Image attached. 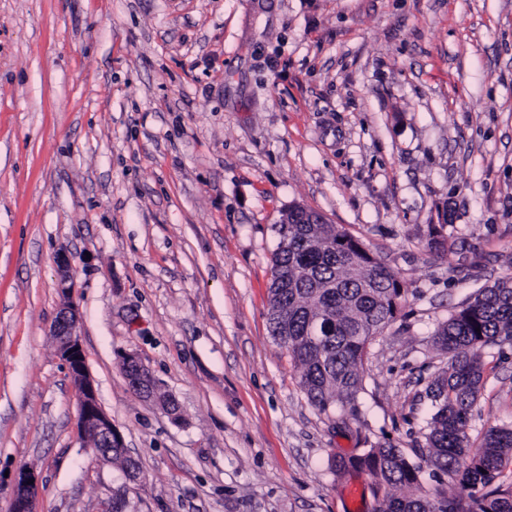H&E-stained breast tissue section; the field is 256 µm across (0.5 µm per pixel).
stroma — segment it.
<instances>
[{
    "mask_svg": "<svg viewBox=\"0 0 512 512\" xmlns=\"http://www.w3.org/2000/svg\"><path fill=\"white\" fill-rule=\"evenodd\" d=\"M398 276L358 417L320 413L268 331L282 212ZM449 211L443 248L429 227ZM512 271V0H0V512H112L51 329L69 273L125 512H373L331 458L425 443L432 335ZM136 354L171 414L129 387ZM468 434L512 424V344ZM29 479H34L33 484H27ZM36 487L35 476L30 470L22 468L17 472L11 502L12 512H38Z\"/></svg>",
    "mask_w": 512,
    "mask_h": 512,
    "instance_id": "stroma-1",
    "label": "stroma"
}]
</instances>
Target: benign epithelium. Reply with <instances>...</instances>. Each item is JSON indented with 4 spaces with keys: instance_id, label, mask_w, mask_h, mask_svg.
<instances>
[{
    "instance_id": "obj_1",
    "label": "benign epithelium",
    "mask_w": 512,
    "mask_h": 512,
    "mask_svg": "<svg viewBox=\"0 0 512 512\" xmlns=\"http://www.w3.org/2000/svg\"><path fill=\"white\" fill-rule=\"evenodd\" d=\"M58 288L63 303L53 324V336L57 353L77 385V435L90 444L93 455L100 459L110 457L113 446L123 448L125 441L97 399L94 381L89 373L78 334L80 313L73 300L75 285L71 277L62 275ZM32 478L34 474L26 468L17 472L11 502L12 512H38L36 484L29 483Z\"/></svg>"
}]
</instances>
